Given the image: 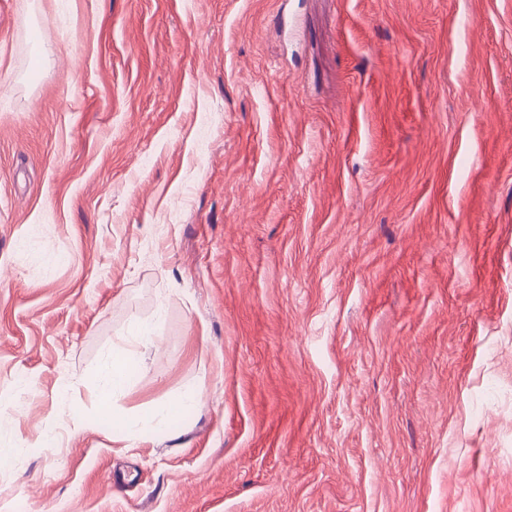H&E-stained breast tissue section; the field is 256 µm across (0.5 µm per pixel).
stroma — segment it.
<instances>
[{
    "instance_id": "1",
    "label": "stroma",
    "mask_w": 512,
    "mask_h": 512,
    "mask_svg": "<svg viewBox=\"0 0 512 512\" xmlns=\"http://www.w3.org/2000/svg\"><path fill=\"white\" fill-rule=\"evenodd\" d=\"M136 322L114 409L200 403L129 448ZM0 448V512H512V0H0ZM131 350L121 348L109 357L103 367V383L98 388V402L103 413L109 414L111 399L117 393L128 389L132 374V366L126 355Z\"/></svg>"
}]
</instances>
